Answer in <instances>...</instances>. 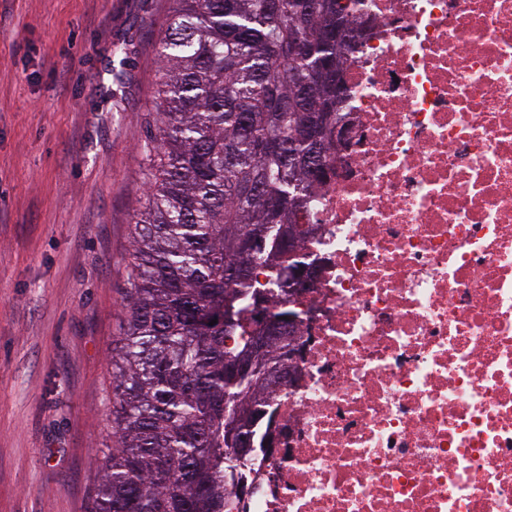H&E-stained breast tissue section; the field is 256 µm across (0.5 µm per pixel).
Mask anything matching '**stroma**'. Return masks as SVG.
I'll return each mask as SVG.
<instances>
[{
	"label": "stroma",
	"mask_w": 512,
	"mask_h": 512,
	"mask_svg": "<svg viewBox=\"0 0 512 512\" xmlns=\"http://www.w3.org/2000/svg\"><path fill=\"white\" fill-rule=\"evenodd\" d=\"M171 0H0V512H92Z\"/></svg>",
	"instance_id": "35a3bbf8"
}]
</instances>
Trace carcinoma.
Returning <instances> with one entry per match:
<instances>
[{"instance_id":"1","label":"carcinoma","mask_w":512,"mask_h":512,"mask_svg":"<svg viewBox=\"0 0 512 512\" xmlns=\"http://www.w3.org/2000/svg\"><path fill=\"white\" fill-rule=\"evenodd\" d=\"M357 0H172L161 80L142 145L150 175L135 214L124 319L112 340V446L97 456L94 512H227L230 449L267 406L273 345L245 337L261 260L284 303L289 226L311 210L320 114L342 112ZM308 43L288 57V40ZM248 235L256 248L240 251ZM216 324H211L212 320ZM235 337L233 346L227 339ZM251 363L249 372L237 365Z\"/></svg>"}]
</instances>
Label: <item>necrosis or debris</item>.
<instances>
[{
	"mask_svg": "<svg viewBox=\"0 0 512 512\" xmlns=\"http://www.w3.org/2000/svg\"><path fill=\"white\" fill-rule=\"evenodd\" d=\"M243 512H512V0H364Z\"/></svg>",
	"mask_w": 512,
	"mask_h": 512,
	"instance_id": "1",
	"label": "necrosis or debris"
}]
</instances>
